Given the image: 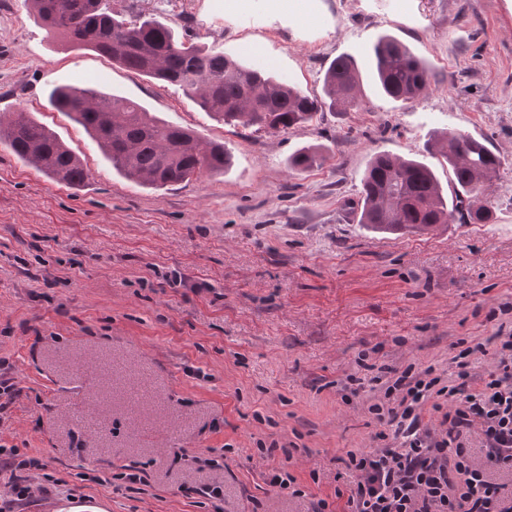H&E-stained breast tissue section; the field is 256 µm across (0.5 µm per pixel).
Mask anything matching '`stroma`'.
I'll use <instances>...</instances> for the list:
<instances>
[{
    "mask_svg": "<svg viewBox=\"0 0 512 512\" xmlns=\"http://www.w3.org/2000/svg\"><path fill=\"white\" fill-rule=\"evenodd\" d=\"M193 3L108 6L312 97L329 63L353 55L361 103L285 132L229 126L177 87L62 44L24 0H0V102L34 113L89 173L74 189L0 145V359L22 389L0 416V445L39 459L49 489L23 512H69L77 500L101 512H312L334 497L337 458L375 446L367 407L380 391L346 402L337 389L359 353L379 345L391 366L447 373L457 339L512 325L488 317L512 302V0H320L289 20L248 0L252 27L213 0ZM384 34L429 67L414 101L374 85L369 53ZM57 85L137 101L224 144L232 166L162 191L137 186L51 109ZM435 129L484 140L503 160L495 223L367 232L343 202L374 152L419 158L448 183L447 164L424 150ZM307 145L322 148L323 165L290 169ZM279 466L302 496L270 484ZM127 473L141 476L137 489ZM211 484L222 498L195 495Z\"/></svg>",
    "mask_w": 512,
    "mask_h": 512,
    "instance_id": "obj_1",
    "label": "stroma"
}]
</instances>
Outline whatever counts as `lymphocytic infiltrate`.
<instances>
[{"instance_id":"1","label":"lymphocytic infiltrate","mask_w":512,"mask_h":512,"mask_svg":"<svg viewBox=\"0 0 512 512\" xmlns=\"http://www.w3.org/2000/svg\"><path fill=\"white\" fill-rule=\"evenodd\" d=\"M486 353L491 368L473 376L472 356ZM451 364L449 379L431 366H377L372 381L384 400L368 408L377 446L346 454L354 477L346 512H512V490L494 478L512 471V331L489 342L471 337ZM36 465L17 448H0L12 494L0 512L46 494L30 474Z\"/></svg>"}]
</instances>
